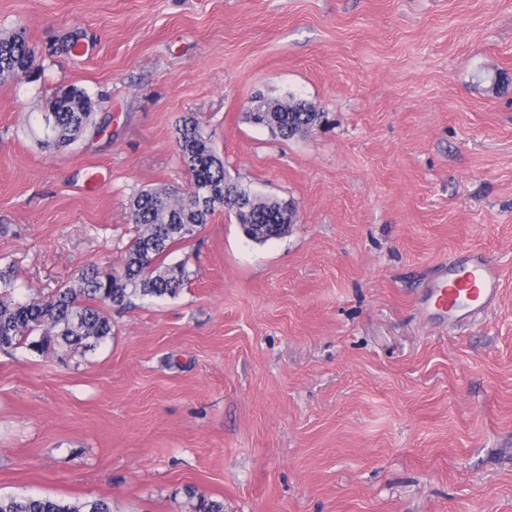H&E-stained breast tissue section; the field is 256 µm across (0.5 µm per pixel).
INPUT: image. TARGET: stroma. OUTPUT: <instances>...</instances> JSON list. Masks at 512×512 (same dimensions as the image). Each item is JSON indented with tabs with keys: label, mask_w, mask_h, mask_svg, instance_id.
<instances>
[{
	"label": "stroma",
	"mask_w": 512,
	"mask_h": 512,
	"mask_svg": "<svg viewBox=\"0 0 512 512\" xmlns=\"http://www.w3.org/2000/svg\"><path fill=\"white\" fill-rule=\"evenodd\" d=\"M39 47L0 84V274L21 300L118 264L142 189H185L197 114L227 174L293 201L168 256L174 298L111 308L94 350L0 349V496L113 512H512V0H0ZM81 54L62 51L71 33ZM95 128L43 151L55 87ZM322 123L289 140L256 99ZM502 268L451 323L425 292L458 254ZM323 112L306 100L291 96L284 101L258 100L249 112V120L269 129L276 137L284 140L307 133V128L317 126ZM239 185V184H237ZM249 191L246 202L237 213H230L242 227L244 234L253 242L264 243L288 234L298 223V212L291 203L260 197Z\"/></svg>",
	"instance_id": "stroma-1"
}]
</instances>
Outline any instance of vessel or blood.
I'll return each instance as SVG.
<instances>
[{"label":"vessel or blood","mask_w":512,"mask_h":512,"mask_svg":"<svg viewBox=\"0 0 512 512\" xmlns=\"http://www.w3.org/2000/svg\"><path fill=\"white\" fill-rule=\"evenodd\" d=\"M500 287V270L484 253L470 252L464 264L437 279L431 289L434 305L447 314L467 317L487 311Z\"/></svg>","instance_id":"1"}]
</instances>
